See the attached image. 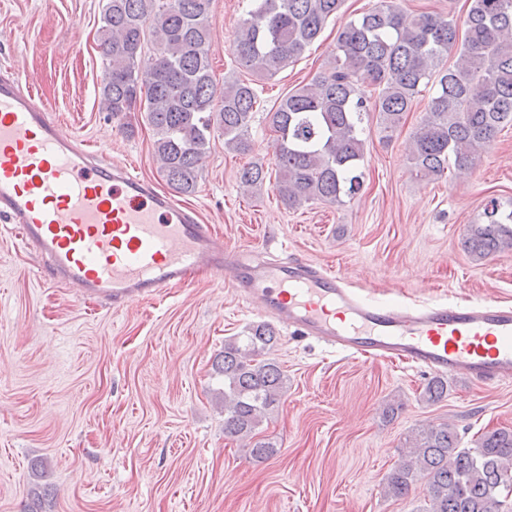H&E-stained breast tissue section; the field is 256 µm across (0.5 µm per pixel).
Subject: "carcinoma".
I'll list each match as a JSON object with an SVG mask.
<instances>
[{
    "label": "carcinoma",
    "mask_w": 512,
    "mask_h": 512,
    "mask_svg": "<svg viewBox=\"0 0 512 512\" xmlns=\"http://www.w3.org/2000/svg\"><path fill=\"white\" fill-rule=\"evenodd\" d=\"M213 0H105L101 48L107 59L100 103L112 118L145 113L154 133L152 156L167 184L191 195L198 188L211 139L237 155L254 152L249 131L260 97L252 79H218L210 41ZM344 0H247L231 51L239 68L270 79L303 57ZM456 58L441 69L450 53ZM435 89L410 141L416 176L435 180L451 166L473 167L484 146L512 125V0H469L463 20L407 12L392 0L340 28L325 68L265 112L274 189L290 209L321 202L342 205L362 188L364 121L376 114L382 138L400 132L422 89ZM269 178L261 160L239 170L245 188ZM465 248L475 260L512 248V211L497 206L470 226ZM274 329L260 323L224 341V434L254 440L278 404L287 378L268 353ZM448 382L436 379L422 399L437 402ZM385 493L406 497L426 485V512H512L501 483L512 478V430L486 432L460 447L453 425H421L405 439ZM254 440L250 454L273 455Z\"/></svg>",
    "instance_id": "obj_1"
}]
</instances>
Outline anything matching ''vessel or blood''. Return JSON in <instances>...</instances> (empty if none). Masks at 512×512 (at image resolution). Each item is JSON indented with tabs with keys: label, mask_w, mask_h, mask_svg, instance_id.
I'll use <instances>...</instances> for the list:
<instances>
[{
	"label": "vessel or blood",
	"mask_w": 512,
	"mask_h": 512,
	"mask_svg": "<svg viewBox=\"0 0 512 512\" xmlns=\"http://www.w3.org/2000/svg\"><path fill=\"white\" fill-rule=\"evenodd\" d=\"M0 218L43 258L49 284L80 288L116 310L217 271L242 303L260 301L281 326L327 348L512 384V305L488 297L419 307L368 300L339 272L245 261L135 167L65 134L18 69L0 73Z\"/></svg>",
	"instance_id": "obj_1"
}]
</instances>
